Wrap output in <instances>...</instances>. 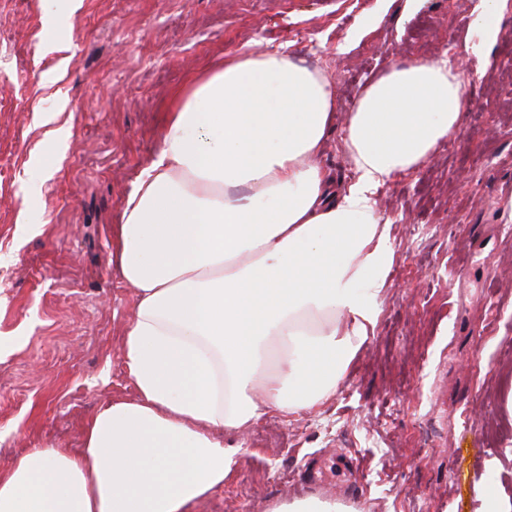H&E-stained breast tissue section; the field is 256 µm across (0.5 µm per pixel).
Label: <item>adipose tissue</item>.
Wrapping results in <instances>:
<instances>
[{"label":"adipose tissue","instance_id":"adipose-tissue-1","mask_svg":"<svg viewBox=\"0 0 512 512\" xmlns=\"http://www.w3.org/2000/svg\"><path fill=\"white\" fill-rule=\"evenodd\" d=\"M504 9L472 13L483 67ZM468 85L449 57L390 63L346 112L358 178L340 187L321 162L336 112L326 69L248 43L190 84L120 226L135 395L102 404L81 448L16 455L0 512H187L224 486L237 454L225 435L333 397L394 261L377 190L457 132Z\"/></svg>","mask_w":512,"mask_h":512}]
</instances>
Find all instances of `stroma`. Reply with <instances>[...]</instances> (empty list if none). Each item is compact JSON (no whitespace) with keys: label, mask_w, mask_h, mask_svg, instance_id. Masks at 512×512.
I'll use <instances>...</instances> for the list:
<instances>
[{"label":"stroma","mask_w":512,"mask_h":512,"mask_svg":"<svg viewBox=\"0 0 512 512\" xmlns=\"http://www.w3.org/2000/svg\"><path fill=\"white\" fill-rule=\"evenodd\" d=\"M475 3L0 0V470L81 447L102 403L135 394L112 253L184 88L252 41L324 67L343 111L389 63L450 54L472 80L458 131L377 193L395 258L374 336L322 407L226 435L242 451L189 512L317 493L308 472L338 448L362 464L336 493L352 512H512V11L484 71L464 46Z\"/></svg>","instance_id":"obj_1"}]
</instances>
